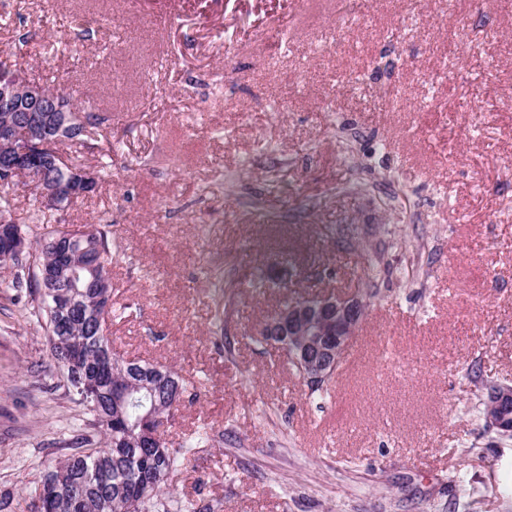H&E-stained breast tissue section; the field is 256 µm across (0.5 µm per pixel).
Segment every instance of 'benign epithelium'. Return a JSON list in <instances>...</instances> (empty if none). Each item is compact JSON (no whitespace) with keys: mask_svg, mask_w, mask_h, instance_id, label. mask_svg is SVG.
<instances>
[{"mask_svg":"<svg viewBox=\"0 0 512 512\" xmlns=\"http://www.w3.org/2000/svg\"><path fill=\"white\" fill-rule=\"evenodd\" d=\"M0 183L12 185L21 180L34 186L42 202L58 207L63 198L73 199L95 189L97 173L88 168H71L69 179L54 180L50 170L69 167L60 153L49 151L50 139L62 140L84 132L88 114L70 106L68 96L60 91L49 93L22 73L0 62ZM74 231L65 229L57 238L63 269L67 277L81 269V252H71ZM35 252L32 243L9 216L0 217V263L10 264L25 254ZM366 315L360 296H328L312 302H296L276 311L259 329L258 335L292 353L308 387L326 385L335 374L357 328ZM73 390L87 403H97L99 390L85 376H75ZM512 400V387L496 385L489 389L487 426L508 434L507 417L502 406ZM170 415L150 413L145 422L151 427L148 437L164 439ZM56 484L46 480L41 485L35 512H52Z\"/></svg>","mask_w":512,"mask_h":512,"instance_id":"benign-epithelium-1","label":"benign epithelium"}]
</instances>
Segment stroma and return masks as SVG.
I'll use <instances>...</instances> for the list:
<instances>
[{
    "label": "stroma",
    "mask_w": 512,
    "mask_h": 512,
    "mask_svg": "<svg viewBox=\"0 0 512 512\" xmlns=\"http://www.w3.org/2000/svg\"><path fill=\"white\" fill-rule=\"evenodd\" d=\"M87 15L103 23L85 33ZM0 59L105 118L78 161L111 154V176L62 208L9 189L10 214L34 242L108 226L112 350L176 369L168 437L204 438L170 507L512 512V438L482 414L486 386L512 383V15L496 0H374L344 24L333 0H0ZM15 274L0 264V499L34 512L91 416ZM364 282L365 361L311 393L256 329Z\"/></svg>",
    "instance_id": "35a3bbf8"
}]
</instances>
